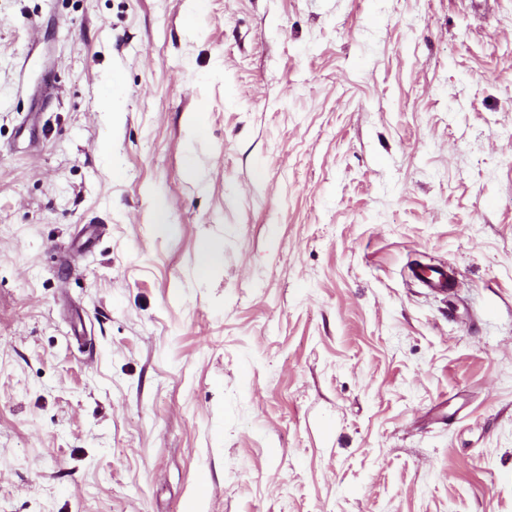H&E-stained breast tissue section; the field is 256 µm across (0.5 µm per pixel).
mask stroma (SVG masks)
<instances>
[{
	"label": "stroma",
	"mask_w": 512,
	"mask_h": 512,
	"mask_svg": "<svg viewBox=\"0 0 512 512\" xmlns=\"http://www.w3.org/2000/svg\"><path fill=\"white\" fill-rule=\"evenodd\" d=\"M0 512H512V0H0Z\"/></svg>",
	"instance_id": "35a3bbf8"
}]
</instances>
